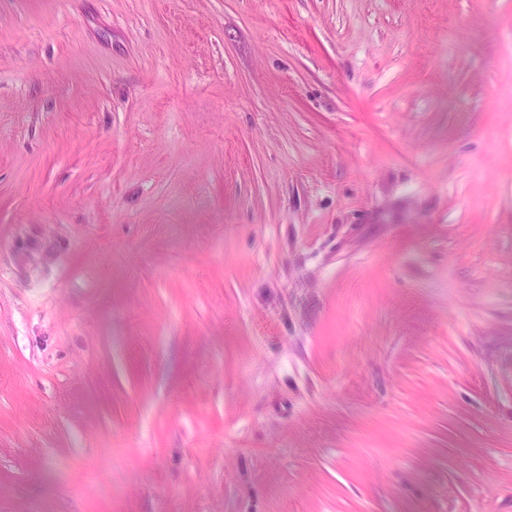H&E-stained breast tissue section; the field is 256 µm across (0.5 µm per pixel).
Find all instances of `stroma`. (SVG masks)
<instances>
[{
    "label": "stroma",
    "instance_id": "stroma-1",
    "mask_svg": "<svg viewBox=\"0 0 512 512\" xmlns=\"http://www.w3.org/2000/svg\"><path fill=\"white\" fill-rule=\"evenodd\" d=\"M0 512H512V0H0Z\"/></svg>",
    "mask_w": 512,
    "mask_h": 512
}]
</instances>
